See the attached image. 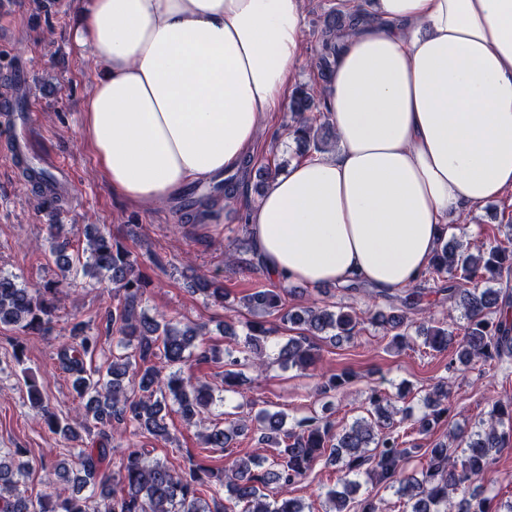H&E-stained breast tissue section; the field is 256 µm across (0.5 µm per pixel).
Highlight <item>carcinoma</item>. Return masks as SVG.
<instances>
[{"mask_svg":"<svg viewBox=\"0 0 512 512\" xmlns=\"http://www.w3.org/2000/svg\"><path fill=\"white\" fill-rule=\"evenodd\" d=\"M371 20L361 9L344 14L329 12L319 34L321 43L316 68L323 82H328L348 28ZM14 96L13 111L26 107L21 80L0 94ZM323 97L322 86H299L293 91L289 111L294 125L290 134L295 154L305 158L322 151L325 139L334 133L328 116L313 114L315 97ZM14 164L31 186L39 209H59L57 180L47 169L33 164L26 153L14 155ZM236 177L216 175L212 185H191L182 191L177 211L191 222L204 221L221 199H231L238 190ZM51 251L59 256L62 278L41 287H30L18 276L0 271V323L15 327L22 334H42L51 329L56 317V297L73 283L78 272L98 276L112 285L117 300L110 314L112 328L119 335L118 345L125 353L112 356L106 370H88L84 360L100 346V336L91 335L82 322L73 324L57 352L59 362L73 376L72 388L78 397V419H60L45 413L50 431L64 442L82 438L88 420L100 425V434L110 438L108 430L119 426L133 429V434H149L156 440H168L166 423L169 403L178 406L183 420L195 422L215 405L214 389L209 382L183 371L192 351L199 348L203 327L184 325L164 315L155 318L142 311L146 281L136 257L112 233L98 224L85 225V256L66 254L67 244L57 241L50 225ZM512 272V238L483 244L477 252L462 244L441 242L429 265L432 279L446 280L441 291L448 299H457L464 308L466 325L461 338L444 327L415 325L413 315L425 289L413 287L385 299L393 302L391 313H373L371 321L394 338L405 340L412 326H417L423 344L434 351L455 350L459 363L512 357V294L488 283ZM486 287H481V284ZM192 292H200L213 303L224 305V286L205 275L190 282ZM244 306L255 315L245 322L244 343L224 349V389L240 395L244 405L256 402L247 396L249 380L239 367L250 365L257 371L269 360L301 369L314 368L321 360L315 338L328 335L333 339H350L357 333L358 320L349 313L327 308L301 307L292 312L284 309L281 290L261 287L244 298ZM279 317L293 326L297 335L288 338L277 352L267 353L269 330L256 317ZM315 396L337 393L352 374L320 371ZM448 388L442 384L423 399L425 411L414 416L412 408L402 409L400 422H413L421 435L434 432L448 412ZM368 417L335 430L331 423L316 416L302 417L287 425L286 415L261 409L255 420L261 423L258 442L272 447L270 456H238L224 469L205 468L188 461L178 468L150 458L147 448L127 451L118 470L101 471L110 448H84L77 454L80 487L91 486L87 496L74 491L68 496L46 493L30 502L20 489L27 477L30 462L23 460L27 448L0 454V512H228L219 491L227 489L240 512H314L312 506L288 490L306 479L314 465L324 459L339 465L338 482L342 489L329 488L324 493L328 507L323 512H385V500L369 495L356 499L352 494L364 478L393 492L402 504V512H512V500L493 504L475 483L484 479L493 464V455L512 448V404H498L491 412L490 423L479 424L467 435L450 433L430 448H419L400 434L399 425L388 413V397L378 388L367 397ZM249 430L246 423L221 427L217 424L200 434L205 448L224 449ZM424 463L416 470L407 466L413 458Z\"/></svg>","mask_w":512,"mask_h":512,"instance_id":"1","label":"carcinoma"}]
</instances>
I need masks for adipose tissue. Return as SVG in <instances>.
Returning a JSON list of instances; mask_svg holds the SVG:
<instances>
[{"mask_svg": "<svg viewBox=\"0 0 512 512\" xmlns=\"http://www.w3.org/2000/svg\"><path fill=\"white\" fill-rule=\"evenodd\" d=\"M303 0H81L97 67L83 134L114 192L154 204L236 171L284 103ZM325 87L334 153L272 178L250 209L279 283L426 273L449 217L512 190V0H373Z\"/></svg>", "mask_w": 512, "mask_h": 512, "instance_id": "ef3b65f1", "label": "adipose tissue"}]
</instances>
